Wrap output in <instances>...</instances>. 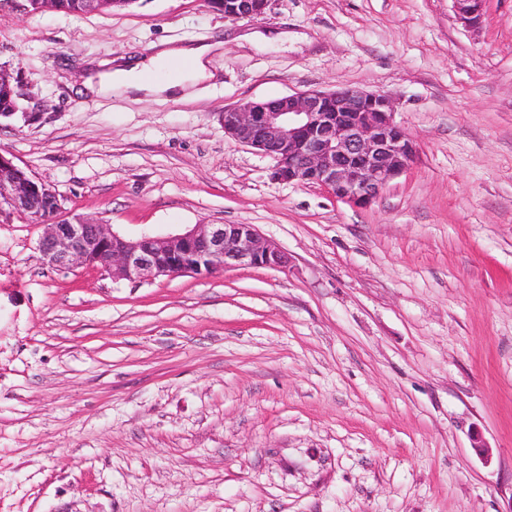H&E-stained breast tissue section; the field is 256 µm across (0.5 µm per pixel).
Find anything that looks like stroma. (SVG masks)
Masks as SVG:
<instances>
[{
	"label": "stroma",
	"mask_w": 512,
	"mask_h": 512,
	"mask_svg": "<svg viewBox=\"0 0 512 512\" xmlns=\"http://www.w3.org/2000/svg\"><path fill=\"white\" fill-rule=\"evenodd\" d=\"M220 43L184 97L90 63ZM0 153L123 235L251 224L289 258L152 282L0 221V512H512V0H210L0 18ZM355 86L418 158L366 207L271 180L224 108ZM224 12V17L231 20H254L261 17L270 0H213ZM455 11L466 25H475L479 23L483 15L485 0H452ZM1 89L6 91L7 97L1 102ZM19 92L18 83L12 74L0 68V116H12L18 110Z\"/></svg>",
	"instance_id": "stroma-1"
}]
</instances>
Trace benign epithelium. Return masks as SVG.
<instances>
[{"mask_svg": "<svg viewBox=\"0 0 512 512\" xmlns=\"http://www.w3.org/2000/svg\"><path fill=\"white\" fill-rule=\"evenodd\" d=\"M224 17L254 20L270 0H214ZM466 25L479 23L484 0H453ZM0 116L18 110L12 74L0 68ZM224 135L272 158V178L316 183L357 206L369 205L415 161L417 147L396 123L392 100L358 87L307 90L244 101L221 113ZM43 226L39 249L59 268H97L114 280L153 281L216 269H284L288 255L250 224H196L183 233L125 237L112 225L69 215L56 192L0 153V216Z\"/></svg>", "mask_w": 512, "mask_h": 512, "instance_id": "7a95c632", "label": "benign epithelium"}]
</instances>
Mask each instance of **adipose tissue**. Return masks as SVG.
Wrapping results in <instances>:
<instances>
[{
	"mask_svg": "<svg viewBox=\"0 0 512 512\" xmlns=\"http://www.w3.org/2000/svg\"><path fill=\"white\" fill-rule=\"evenodd\" d=\"M209 51L206 45L158 50L129 67L115 69L100 80L98 90L102 93L177 92L187 84L207 79L205 58Z\"/></svg>",
	"mask_w": 512,
	"mask_h": 512,
	"instance_id": "obj_1",
	"label": "adipose tissue"
}]
</instances>
